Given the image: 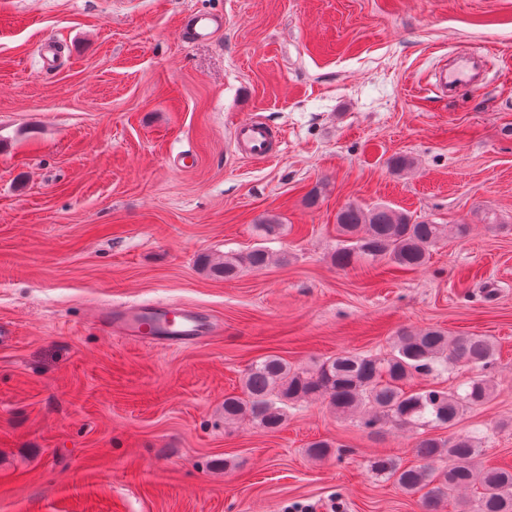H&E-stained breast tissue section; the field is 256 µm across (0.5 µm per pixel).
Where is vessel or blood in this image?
<instances>
[{"instance_id": "obj_1", "label": "vessel or blood", "mask_w": 512, "mask_h": 512, "mask_svg": "<svg viewBox=\"0 0 512 512\" xmlns=\"http://www.w3.org/2000/svg\"><path fill=\"white\" fill-rule=\"evenodd\" d=\"M220 16L208 12L188 14L182 32L188 42L210 40L213 32L220 28ZM478 62L467 58L455 62L443 71L441 83L444 88L457 86L474 87L478 84ZM234 139L247 155L256 158L270 156L277 135L265 123L257 119L240 122L234 130ZM104 331L119 329L124 336L147 344H189L207 338L214 325L199 312L168 303L140 305L120 311L101 313Z\"/></svg>"}]
</instances>
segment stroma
Wrapping results in <instances>:
<instances>
[{
	"label": "stroma",
	"mask_w": 512,
	"mask_h": 512,
	"mask_svg": "<svg viewBox=\"0 0 512 512\" xmlns=\"http://www.w3.org/2000/svg\"><path fill=\"white\" fill-rule=\"evenodd\" d=\"M195 11L224 18L208 42L180 36ZM477 49L483 85L437 97ZM250 117L275 157L236 150ZM350 204L469 231L412 271L341 269ZM258 246L263 269L204 265ZM158 301L221 328L149 346L96 321ZM428 327L497 347L492 399L435 437L512 467V0H0V512H422L370 468L416 464L415 431L317 397L266 431L224 398L264 356L310 369Z\"/></svg>",
	"instance_id": "1"
}]
</instances>
